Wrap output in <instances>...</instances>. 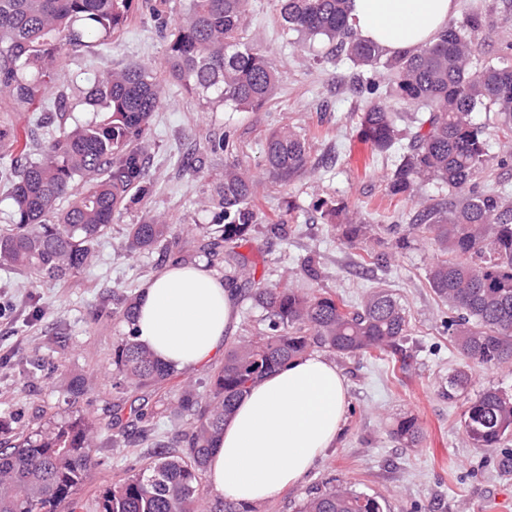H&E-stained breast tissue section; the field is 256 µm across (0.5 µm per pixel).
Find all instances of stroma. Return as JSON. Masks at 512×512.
Returning a JSON list of instances; mask_svg holds the SVG:
<instances>
[{
    "instance_id": "35a3bbf8",
    "label": "stroma",
    "mask_w": 512,
    "mask_h": 512,
    "mask_svg": "<svg viewBox=\"0 0 512 512\" xmlns=\"http://www.w3.org/2000/svg\"><path fill=\"white\" fill-rule=\"evenodd\" d=\"M458 3L459 13L477 8L488 20L474 42V64L512 59V12L502 0ZM253 5L246 33L282 74L275 99L257 111L216 110L170 86L163 107L150 119L151 191L116 213L95 262L64 280L0 271V302L10 305L0 317V356L36 358L41 365L32 378L0 371V418L25 430L37 427L46 413L65 416L77 410L107 418L119 398L112 387L113 347L126 332L119 300L136 296L141 283L169 259L197 255L203 233L216 229L212 212L200 201L210 181L233 162L262 183L253 201L258 224L241 248L256 266V280L327 292L353 306L382 287L400 301L409 320L402 343L409 367L391 353L330 354L347 384L343 431L301 482L253 505V512H297L310 491L329 483L376 497L385 512H512V472L501 467L503 458L512 457V437L495 448L479 447L466 434L463 419L477 394L489 389L512 394V368L469 365L455 349L446 328L452 311L427 281L429 268L442 257L428 226L407 236L406 245L397 243L419 202L443 198L446 189L426 180L416 199L388 197L394 158L376 154L359 135L365 101L354 89L352 63L343 57L320 61V44L305 53L294 49L276 0H253ZM160 6L175 20L187 0H134L132 18L121 32L93 48H65L55 76L82 85L96 71L147 62L167 80L168 44L155 32L154 10ZM474 121L489 140V168L477 187L497 188L512 198V141L498 137L493 113L477 111ZM285 124L310 144L307 172L287 184L262 166L266 137ZM224 136L230 139L227 151L207 149V140ZM188 152L196 156L197 173L180 166ZM319 198L340 208L339 223L370 225L366 245L340 241L312 208ZM147 209L170 219L183 248H159L134 259L125 254L124 238ZM274 224L281 225V233H270ZM373 252L384 254V262L372 263ZM310 255L318 261L315 279L302 270ZM462 368L471 383L466 393L448 399V379ZM73 372L88 380L90 402L70 403L62 390L61 380ZM405 417L414 418L423 434L419 446H406L392 434ZM145 451L124 444L96 449L98 466L81 491L83 500L122 478L127 456Z\"/></svg>"
}]
</instances>
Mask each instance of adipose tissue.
Masks as SVG:
<instances>
[{"instance_id": "adipose-tissue-1", "label": "adipose tissue", "mask_w": 512, "mask_h": 512, "mask_svg": "<svg viewBox=\"0 0 512 512\" xmlns=\"http://www.w3.org/2000/svg\"><path fill=\"white\" fill-rule=\"evenodd\" d=\"M455 0H352L349 22L384 53L432 42ZM237 322L233 285L207 264L174 259L144 281L131 328L160 363L177 371L211 359ZM347 409L336 365L312 354L257 381L224 424L207 478L234 500L256 504L299 483L332 447Z\"/></svg>"}]
</instances>
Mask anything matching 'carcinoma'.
<instances>
[{
	"instance_id": "carcinoma-1",
	"label": "carcinoma",
	"mask_w": 512,
	"mask_h": 512,
	"mask_svg": "<svg viewBox=\"0 0 512 512\" xmlns=\"http://www.w3.org/2000/svg\"><path fill=\"white\" fill-rule=\"evenodd\" d=\"M250 0H189L187 12L171 22L156 10V32L169 41L166 68L172 80L206 102L235 111L258 110L272 101L281 82L267 56L246 40ZM280 18L296 34L295 47L315 42L325 55L346 56L356 67L382 71L386 84L357 78L367 105L360 134L385 154L400 137L397 108L384 103L423 106L410 143L388 175L392 196L417 194L419 182L448 186V199L419 208L406 232L426 224L447 258L428 270L434 293L457 313L448 322L459 352L489 366L512 365V204L506 195L475 190L488 163L487 142L472 114L494 109L501 133L512 139V66L472 65L473 38L486 25L475 10L448 23L437 41L413 52L387 56L362 39L347 18L351 0H278ZM132 0H0V186L12 201V228L0 234V270L29 271L64 279L90 265L96 244L116 212L148 193L151 186L147 125L165 99L154 68L136 64L96 74L81 89L53 78V65L66 45L82 46L122 30ZM80 100L100 112L92 121L61 126L44 144L21 135L19 120L40 126L65 119ZM268 171L290 182L308 167L306 138L285 125L263 145ZM260 181L235 163L213 185L218 234L200 244L202 252L232 256L233 271L255 279L256 268L236 248L255 228L250 202ZM341 240L354 246L368 239L367 224H335ZM176 243L169 219L146 213L131 225L125 251L150 252ZM265 312L258 336L224 354V364L201 393L192 387L172 395L163 382L172 371L128 332L113 348V388L152 389L141 402L112 405V444L137 435L153 448L128 466L126 476L99 491L94 512H248L244 504L209 495L203 485L214 442L224 421L249 386L313 348L356 354L400 353L407 333L404 309L383 288L370 292L357 308L328 294L263 286L249 294ZM464 371L448 381V397L464 393ZM66 393L88 398L80 376ZM161 415L189 418L188 426L167 436L155 430ZM468 436L482 448H495L512 435V397L488 389L469 401L464 413ZM0 430L13 438L0 445V512H84L76 497L96 468L102 426L83 415L50 417L31 431L16 432L7 421ZM393 435L417 446L422 434L402 419ZM299 512H384L372 496L332 486L310 493Z\"/></svg>"
}]
</instances>
